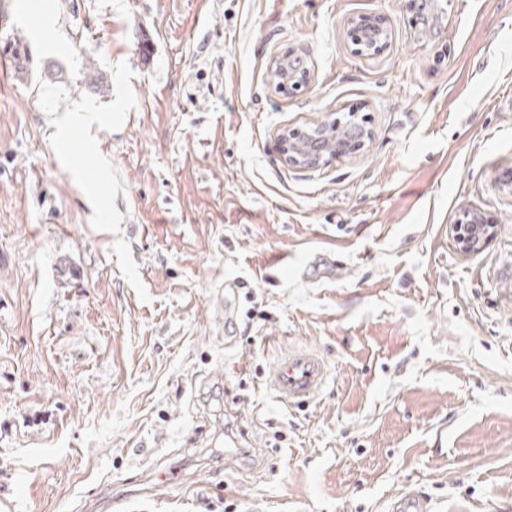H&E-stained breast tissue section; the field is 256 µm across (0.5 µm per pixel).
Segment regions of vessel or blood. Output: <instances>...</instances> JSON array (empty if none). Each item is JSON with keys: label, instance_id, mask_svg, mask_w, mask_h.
<instances>
[{"label": "vessel or blood", "instance_id": "obj_1", "mask_svg": "<svg viewBox=\"0 0 512 512\" xmlns=\"http://www.w3.org/2000/svg\"><path fill=\"white\" fill-rule=\"evenodd\" d=\"M326 364L316 351H289L269 372L266 384L279 399L300 406L311 403L326 383Z\"/></svg>", "mask_w": 512, "mask_h": 512}]
</instances>
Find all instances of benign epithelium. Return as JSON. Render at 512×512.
Listing matches in <instances>:
<instances>
[{
  "instance_id": "obj_1",
  "label": "benign epithelium",
  "mask_w": 512,
  "mask_h": 512,
  "mask_svg": "<svg viewBox=\"0 0 512 512\" xmlns=\"http://www.w3.org/2000/svg\"><path fill=\"white\" fill-rule=\"evenodd\" d=\"M355 32V53L371 57L383 51L386 45L388 20L381 15H360L351 19ZM271 85L278 94L293 95L308 82V70L303 58L290 52L275 62L271 69ZM366 129L358 123L328 128L309 125L304 128L284 129L277 134L279 153L287 165L300 169L319 168L336 158L354 153L362 146ZM493 220L477 209H463L452 225L454 239L461 252L480 253L493 236Z\"/></svg>"
}]
</instances>
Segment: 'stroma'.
Here are the masks:
<instances>
[{"instance_id":"obj_1","label":"stroma","mask_w":512,"mask_h":512,"mask_svg":"<svg viewBox=\"0 0 512 512\" xmlns=\"http://www.w3.org/2000/svg\"><path fill=\"white\" fill-rule=\"evenodd\" d=\"M0 15V512H512V0H447L431 40L408 0ZM351 119L358 152L281 160L280 129ZM464 208L496 221L470 256ZM298 347L329 368L304 407L265 383ZM350 24L355 32V53L371 57L383 51L387 44L388 20L381 15H360L352 18ZM275 65V67H274ZM271 69V85L278 94L294 95L304 88L308 82V70L303 58L288 52V56L275 62ZM276 73L278 78L273 76Z\"/></svg>"}]
</instances>
